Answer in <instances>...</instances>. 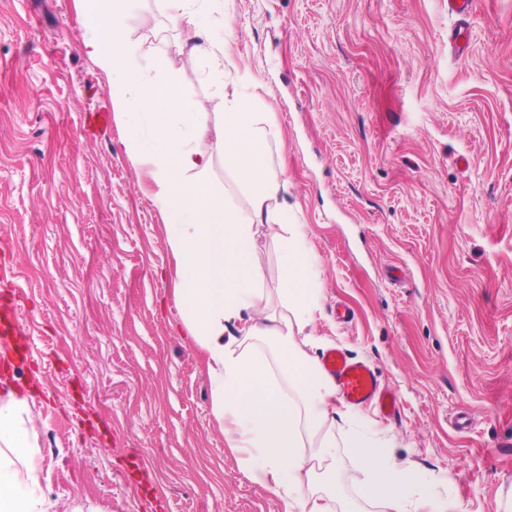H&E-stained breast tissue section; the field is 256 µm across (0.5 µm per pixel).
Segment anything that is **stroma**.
<instances>
[{"instance_id":"1","label":"stroma","mask_w":512,"mask_h":512,"mask_svg":"<svg viewBox=\"0 0 512 512\" xmlns=\"http://www.w3.org/2000/svg\"><path fill=\"white\" fill-rule=\"evenodd\" d=\"M231 66L176 56L182 94L224 123V96L280 137V200L316 259L312 358L340 347L398 400L360 407L463 512L512 502V0H214ZM129 33L180 38L161 0ZM74 0H0V271L22 288L24 361L48 512H283L210 414L195 346L175 329L164 221L82 49ZM108 113L99 133L86 119ZM281 225L256 249L281 286ZM473 419L458 429L456 415Z\"/></svg>"}]
</instances>
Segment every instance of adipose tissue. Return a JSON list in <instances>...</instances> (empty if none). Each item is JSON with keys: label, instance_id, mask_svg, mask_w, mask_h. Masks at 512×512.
I'll return each mask as SVG.
<instances>
[{"label": "adipose tissue", "instance_id": "ef3b65f1", "mask_svg": "<svg viewBox=\"0 0 512 512\" xmlns=\"http://www.w3.org/2000/svg\"><path fill=\"white\" fill-rule=\"evenodd\" d=\"M133 2L75 0V6L88 27L86 53L111 78L112 109L131 128L134 160L164 219L178 330L197 348L211 416L227 447L253 481L278 496L284 512H334L343 494L340 447L357 460L361 496L378 512H457L454 501L421 491V471L397 462L369 423L337 406L334 380L307 353L317 340L299 330L320 295L311 286L315 270L300 225L274 205L286 189L269 165L277 127L251 111L246 93L227 100L217 143L234 184L250 193L248 206H235L210 177L208 112L180 94L171 58L146 53L130 38ZM210 2L163 0L171 25L190 34L176 52L205 55L220 69L228 55L209 33ZM272 222L286 230L278 243L286 309L280 316L266 312L268 291L254 250L259 226ZM29 407V397L12 391L0 399V512H44ZM340 420L349 425L341 441L334 432Z\"/></svg>", "mask_w": 512, "mask_h": 512}]
</instances>
